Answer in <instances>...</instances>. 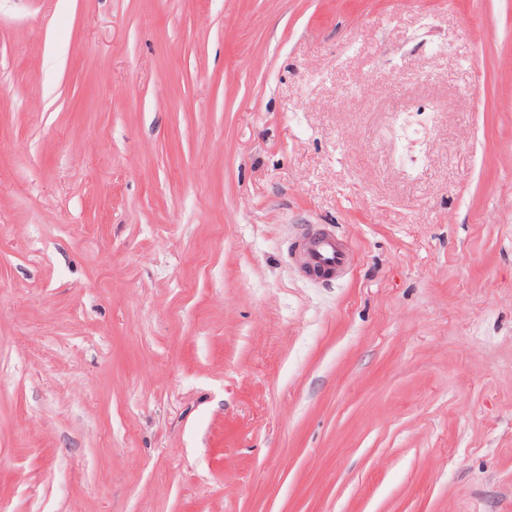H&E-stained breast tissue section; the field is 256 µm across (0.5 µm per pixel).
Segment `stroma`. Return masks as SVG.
<instances>
[{
    "label": "stroma",
    "instance_id": "stroma-1",
    "mask_svg": "<svg viewBox=\"0 0 512 512\" xmlns=\"http://www.w3.org/2000/svg\"><path fill=\"white\" fill-rule=\"evenodd\" d=\"M0 512H512V0H0ZM309 261L312 265L338 270L348 262L347 252L337 242L336 235L321 234L309 241Z\"/></svg>",
    "mask_w": 512,
    "mask_h": 512
}]
</instances>
